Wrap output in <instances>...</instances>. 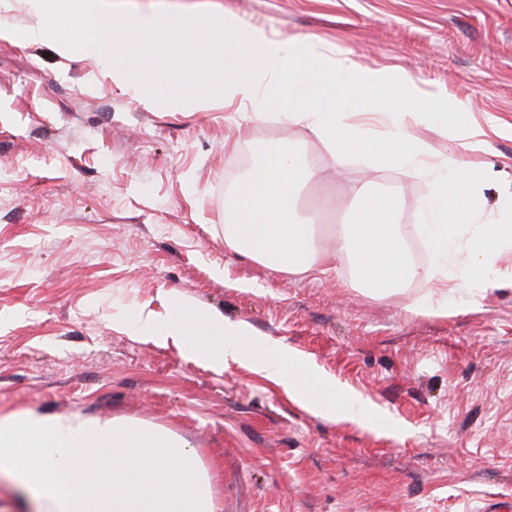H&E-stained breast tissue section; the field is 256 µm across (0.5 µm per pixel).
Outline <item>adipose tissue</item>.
I'll return each instance as SVG.
<instances>
[{"instance_id":"obj_1","label":"adipose tissue","mask_w":512,"mask_h":512,"mask_svg":"<svg viewBox=\"0 0 512 512\" xmlns=\"http://www.w3.org/2000/svg\"><path fill=\"white\" fill-rule=\"evenodd\" d=\"M20 2L29 23L16 38L24 44L53 42L60 53L90 58L109 69L114 83L132 81L155 91L171 86L172 62L191 64L194 79L176 86L169 106L218 95L250 104L241 125L277 110L283 120L312 130L334 163L358 159L365 167H389L408 175L432 172L422 208L435 257L448 253L460 226L472 228L467 266L447 273L422 268L406 253L394 223L391 199L362 190L353 205L355 223L338 225L336 248L311 251L307 233L315 218L297 211L301 189L316 181L314 169L286 151L282 141L265 146L264 158L224 197V244L274 270L314 276L327 265L354 262L365 288L389 294L411 280L454 278L472 297L486 288L488 271L512 225L483 222L474 195L477 173L466 152L481 136L464 119L462 102L425 93L411 76L394 69H362L345 56L325 62L317 41L289 45L265 28L243 31L221 14L130 15L112 0H0ZM374 113L386 134L353 120L355 109ZM446 118L454 147L431 161L414 126L433 115ZM169 335L188 340L213 363L241 357L286 379L315 407L340 406L363 419L355 395L323 380L286 370L262 343L239 345L245 325L223 323L201 308L181 309L168 319ZM25 491L33 512H218L212 479L197 448L182 437L143 423L86 421L30 411L0 417V479Z\"/></svg>"}]
</instances>
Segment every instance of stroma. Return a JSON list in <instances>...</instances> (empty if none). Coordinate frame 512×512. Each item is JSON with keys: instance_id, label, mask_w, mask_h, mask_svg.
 Segmentation results:
<instances>
[{"instance_id": "stroma-1", "label": "stroma", "mask_w": 512, "mask_h": 512, "mask_svg": "<svg viewBox=\"0 0 512 512\" xmlns=\"http://www.w3.org/2000/svg\"><path fill=\"white\" fill-rule=\"evenodd\" d=\"M125 11H221L297 44L393 68L464 102L483 134L469 160L479 199H512V0H125ZM0 11V415L140 422L198 448L219 512H476L512 496V249L478 304L414 280L368 293L344 266L285 275L224 245V196L284 140L320 172L300 205L331 243L356 190L396 203L412 260L429 266L426 179L335 166L309 129L240 104L169 107L105 68L9 37ZM432 314L408 311L412 301ZM449 303V313L438 310ZM180 304L354 392L365 421L316 409L238 359L211 363L181 338L134 332Z\"/></svg>"}]
</instances>
